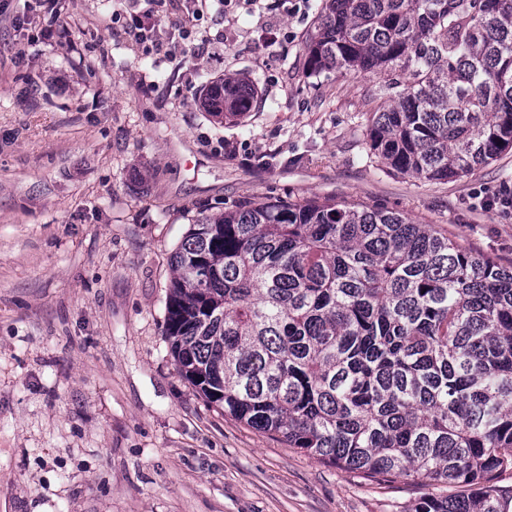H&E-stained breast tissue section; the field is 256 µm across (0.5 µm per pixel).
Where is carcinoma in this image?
I'll list each match as a JSON object with an SVG mask.
<instances>
[{
	"label": "carcinoma",
	"instance_id": "obj_1",
	"mask_svg": "<svg viewBox=\"0 0 512 512\" xmlns=\"http://www.w3.org/2000/svg\"><path fill=\"white\" fill-rule=\"evenodd\" d=\"M309 74L386 75L372 154L460 178L512 148V0H323ZM224 77L204 106L241 119ZM164 336L212 406L365 477L460 488L406 512H512V267L396 211L251 202L172 256Z\"/></svg>",
	"mask_w": 512,
	"mask_h": 512
}]
</instances>
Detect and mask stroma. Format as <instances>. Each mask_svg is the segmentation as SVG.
Masks as SVG:
<instances>
[{
	"label": "stroma",
	"instance_id": "obj_1",
	"mask_svg": "<svg viewBox=\"0 0 512 512\" xmlns=\"http://www.w3.org/2000/svg\"><path fill=\"white\" fill-rule=\"evenodd\" d=\"M320 0H212L209 44L143 55L125 0H0V498L8 512H405L452 495L321 463L208 405L164 336L201 215L271 198L398 211L512 265V150L427 181L372 155L383 76L306 73ZM26 17L17 28L15 17ZM65 23V39L48 31ZM256 89L221 121L212 81Z\"/></svg>",
	"mask_w": 512,
	"mask_h": 512
}]
</instances>
